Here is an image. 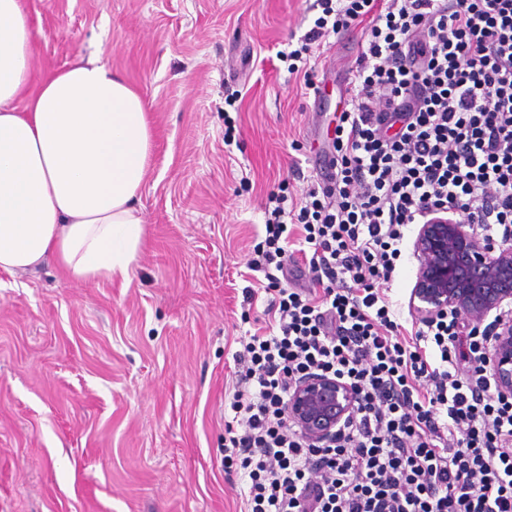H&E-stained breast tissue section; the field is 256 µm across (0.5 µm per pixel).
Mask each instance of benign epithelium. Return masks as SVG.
<instances>
[{
    "mask_svg": "<svg viewBox=\"0 0 512 512\" xmlns=\"http://www.w3.org/2000/svg\"><path fill=\"white\" fill-rule=\"evenodd\" d=\"M413 252L418 268L411 312L418 319L453 312L475 326L498 316L483 366L494 393L512 397V240L489 242L478 225L443 211L420 226ZM354 405L349 384L311 375L292 388L287 412L310 440L322 442L336 436Z\"/></svg>",
    "mask_w": 512,
    "mask_h": 512,
    "instance_id": "obj_1",
    "label": "benign epithelium"
}]
</instances>
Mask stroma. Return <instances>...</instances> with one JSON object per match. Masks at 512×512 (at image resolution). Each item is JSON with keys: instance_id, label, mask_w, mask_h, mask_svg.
Wrapping results in <instances>:
<instances>
[{"instance_id": "obj_1", "label": "stroma", "mask_w": 512, "mask_h": 512, "mask_svg": "<svg viewBox=\"0 0 512 512\" xmlns=\"http://www.w3.org/2000/svg\"><path fill=\"white\" fill-rule=\"evenodd\" d=\"M35 76L97 59L151 108L145 242L129 281L79 284L54 264L0 271V512H243L224 469V394L259 205L327 149L365 34L331 35L303 92L278 59L314 0H23ZM232 119V142L224 121ZM409 225L389 284L401 319L417 261Z\"/></svg>"}]
</instances>
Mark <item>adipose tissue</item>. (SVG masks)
I'll use <instances>...</instances> for the list:
<instances>
[{
	"label": "adipose tissue",
	"mask_w": 512,
	"mask_h": 512,
	"mask_svg": "<svg viewBox=\"0 0 512 512\" xmlns=\"http://www.w3.org/2000/svg\"><path fill=\"white\" fill-rule=\"evenodd\" d=\"M37 33L0 0V270L54 263L69 279H128L144 233L149 106L97 60L32 76Z\"/></svg>",
	"instance_id": "1"
}]
</instances>
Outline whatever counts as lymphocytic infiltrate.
Segmentation results:
<instances>
[{
  "instance_id": "obj_1",
  "label": "lymphocytic infiltrate",
  "mask_w": 512,
  "mask_h": 512,
  "mask_svg": "<svg viewBox=\"0 0 512 512\" xmlns=\"http://www.w3.org/2000/svg\"><path fill=\"white\" fill-rule=\"evenodd\" d=\"M360 18L328 176L263 205L247 262L263 279L243 295L266 321L233 354L224 467L243 471L246 512H512V397L487 386L489 329L452 313L403 328L387 288L431 213L512 238V0H330L280 52L289 74L313 89L327 38ZM309 374L357 395L319 444L286 413Z\"/></svg>"
}]
</instances>
